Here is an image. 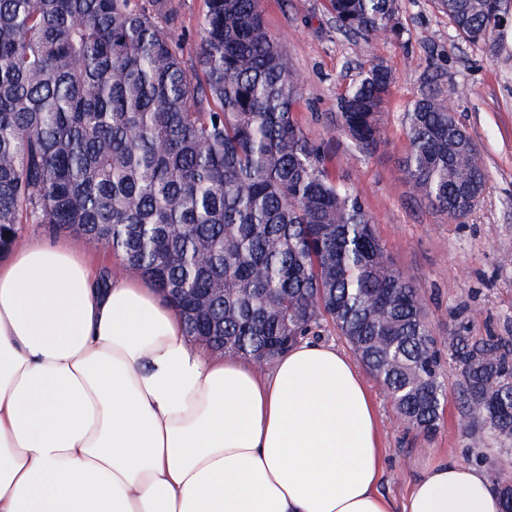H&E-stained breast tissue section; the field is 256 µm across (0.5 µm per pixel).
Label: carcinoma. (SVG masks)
I'll list each match as a JSON object with an SVG mask.
<instances>
[{"instance_id": "carcinoma-1", "label": "carcinoma", "mask_w": 512, "mask_h": 512, "mask_svg": "<svg viewBox=\"0 0 512 512\" xmlns=\"http://www.w3.org/2000/svg\"><path fill=\"white\" fill-rule=\"evenodd\" d=\"M170 0H0V255L21 224L72 230L155 283L186 334L263 369L323 324L336 327L401 418L437 431L442 353L418 292L389 262L361 195L329 171L293 112L303 79L267 31L262 0H204L189 73ZM465 41L496 56L512 0H433ZM364 41L403 32L397 0H329ZM394 78L380 63L337 100L356 151L383 142ZM435 76L404 113L409 189L462 223L485 168ZM209 264L195 261L198 250ZM469 426L512 512V338L452 336Z\"/></svg>"}]
</instances>
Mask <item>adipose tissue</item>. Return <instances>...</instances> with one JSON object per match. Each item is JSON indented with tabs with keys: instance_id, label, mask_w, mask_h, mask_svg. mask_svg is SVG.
Instances as JSON below:
<instances>
[{
	"instance_id": "1",
	"label": "adipose tissue",
	"mask_w": 512,
	"mask_h": 512,
	"mask_svg": "<svg viewBox=\"0 0 512 512\" xmlns=\"http://www.w3.org/2000/svg\"><path fill=\"white\" fill-rule=\"evenodd\" d=\"M68 240L0 260V512H392L356 364L308 338L267 374L215 357L151 282ZM431 466L402 512H501Z\"/></svg>"
}]
</instances>
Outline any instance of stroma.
<instances>
[{
  "label": "stroma",
  "instance_id": "obj_1",
  "mask_svg": "<svg viewBox=\"0 0 512 512\" xmlns=\"http://www.w3.org/2000/svg\"><path fill=\"white\" fill-rule=\"evenodd\" d=\"M179 14L175 41L194 65L203 0H172ZM401 37L363 41L343 34L327 0H263L265 24L303 77L296 117L311 140L322 143L330 169L349 175L365 201L390 262L415 285L440 344L455 335L453 317L468 307L474 337L512 336V59L491 60L482 46L458 38L432 0H398ZM388 66L395 83L384 142L371 155L356 153L337 125L338 98L361 69ZM463 86L456 102L489 176V189L464 223L411 196L399 160L408 146L404 112L425 69ZM447 401L440 430L427 438L398 415L380 383L368 379L381 446L379 492L400 509L423 469L439 460L466 463L471 450L497 456L495 442L470 434L458 399V375L445 365Z\"/></svg>",
  "mask_w": 512,
  "mask_h": 512
}]
</instances>
